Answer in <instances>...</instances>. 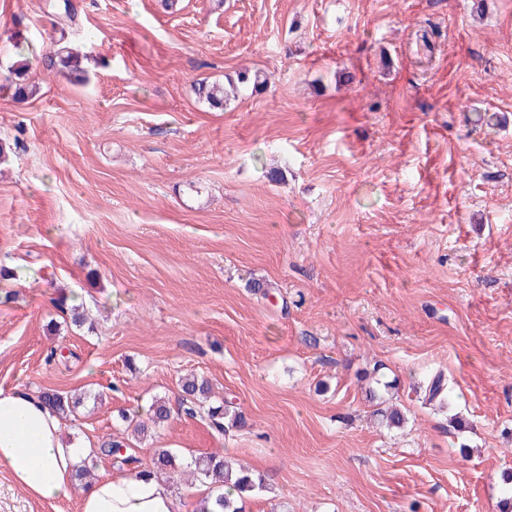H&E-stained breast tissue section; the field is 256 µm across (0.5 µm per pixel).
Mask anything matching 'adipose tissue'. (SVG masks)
Listing matches in <instances>:
<instances>
[{
    "label": "adipose tissue",
    "instance_id": "obj_1",
    "mask_svg": "<svg viewBox=\"0 0 512 512\" xmlns=\"http://www.w3.org/2000/svg\"><path fill=\"white\" fill-rule=\"evenodd\" d=\"M62 419L33 393L0 389V469L28 496L77 499L79 512H219L217 493L202 486L182 499L152 476H104L78 487L75 467L82 445L61 438Z\"/></svg>",
    "mask_w": 512,
    "mask_h": 512
}]
</instances>
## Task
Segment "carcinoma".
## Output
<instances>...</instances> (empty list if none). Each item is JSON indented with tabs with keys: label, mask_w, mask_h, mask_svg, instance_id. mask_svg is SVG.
Masks as SVG:
<instances>
[{
	"label": "carcinoma",
	"mask_w": 512,
	"mask_h": 512,
	"mask_svg": "<svg viewBox=\"0 0 512 512\" xmlns=\"http://www.w3.org/2000/svg\"><path fill=\"white\" fill-rule=\"evenodd\" d=\"M17 56L18 59L8 69L9 75L4 77L5 84L0 87L11 90L13 98L21 100L28 96L29 73L36 67V63H34V59L20 51L17 52ZM84 60L86 57L74 52L69 45L57 41L53 45L50 67L84 81L88 78V69L84 65ZM198 95L212 109L222 110L229 101L228 93L219 84H199ZM181 389L184 411L192 417L207 403L208 382L195 376L187 377L181 381ZM446 392L447 382H445L443 374L438 373L428 383L424 401L430 404L437 399L440 400L444 398ZM40 398L64 419L75 412V409L81 404V398L64 395L54 390L41 392ZM127 461L134 464L132 469L134 475H150L157 471L177 472L196 481L208 483L215 489L224 485L228 486L229 491L218 498L224 512H243L238 503L246 502L252 493L262 489L261 478L254 477L251 472L243 469L231 457L208 456L195 462L194 468L185 470L179 468L177 456L170 449L156 448L151 465L147 467L138 466V460L133 457L127 458Z\"/></svg>",
	"instance_id": "carcinoma-1"
}]
</instances>
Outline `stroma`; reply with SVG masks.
I'll return each instance as SVG.
<instances>
[{
    "label": "stroma",
    "mask_w": 512,
    "mask_h": 512,
    "mask_svg": "<svg viewBox=\"0 0 512 512\" xmlns=\"http://www.w3.org/2000/svg\"><path fill=\"white\" fill-rule=\"evenodd\" d=\"M49 2L0 0V70L19 43L39 58L32 97L0 94V388L82 394L65 441L123 444L99 477L165 445L246 464V512H499L512 0H71L68 26ZM88 32L81 86L46 55ZM242 73L268 83L199 99ZM373 370L402 427L374 416ZM438 372L450 398L422 404ZM190 375L244 426L184 415ZM158 398L168 420L135 435L123 414ZM0 512L78 502L0 471ZM198 95L212 109L223 110L224 105L226 106L230 100L224 87L219 84H199Z\"/></svg>",
    "instance_id": "stroma-1"
}]
</instances>
